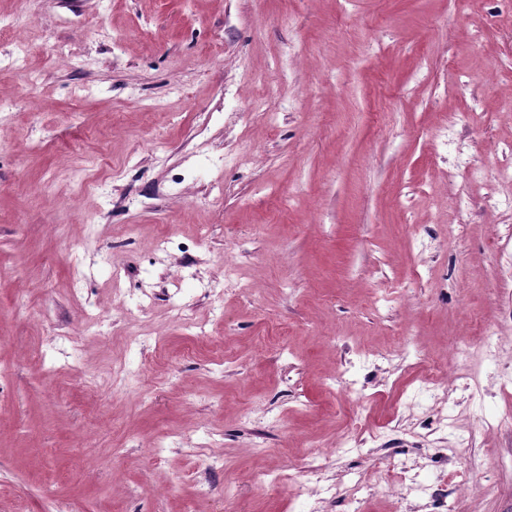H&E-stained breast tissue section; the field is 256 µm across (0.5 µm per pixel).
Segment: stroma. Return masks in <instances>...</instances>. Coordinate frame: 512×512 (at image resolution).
Masks as SVG:
<instances>
[{
  "mask_svg": "<svg viewBox=\"0 0 512 512\" xmlns=\"http://www.w3.org/2000/svg\"><path fill=\"white\" fill-rule=\"evenodd\" d=\"M0 19V512H512V0Z\"/></svg>",
  "mask_w": 512,
  "mask_h": 512,
  "instance_id": "1",
  "label": "stroma"
}]
</instances>
